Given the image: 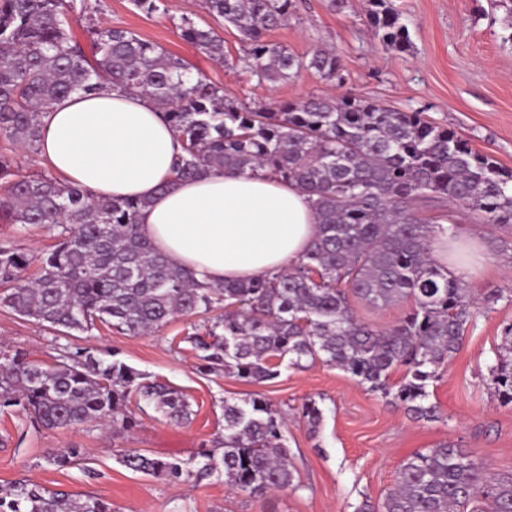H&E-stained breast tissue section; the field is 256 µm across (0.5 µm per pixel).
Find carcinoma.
Listing matches in <instances>:
<instances>
[{
    "mask_svg": "<svg viewBox=\"0 0 512 512\" xmlns=\"http://www.w3.org/2000/svg\"><path fill=\"white\" fill-rule=\"evenodd\" d=\"M293 0H205L217 21L242 35L245 69L259 83L277 84L315 70L343 80L342 55L317 49L299 57L266 39L286 21ZM87 0H0V137L40 149L44 111L74 93L89 94L104 79L145 93L164 110L182 154L174 178L208 171L265 170L314 196L320 231L304 258L280 273L211 286L170 264L140 232L142 200L97 199L49 170L23 175L0 153V223L40 225L56 244L30 279L27 254L0 244V304L64 334L103 324L130 336L153 333L174 316L218 307L205 335L188 336L201 368L218 366L247 383L277 378L280 361L302 368L322 362L349 373L422 420L438 418L428 387L440 364L460 348L481 307L466 283L434 257L442 236H457L453 209L466 207L481 224H512V169L474 150L454 130L419 109L399 110L368 97H310L278 106L244 103L185 60L134 32L94 27L96 58L88 59L74 25ZM367 20L386 48L407 51L410 35L393 0H368ZM184 38L227 61L212 27L184 20ZM438 209L426 218L421 209ZM380 308L407 300L396 323L377 327L359 318L352 301ZM403 381L389 383L393 371ZM495 396L512 402V325L488 365ZM174 423L191 410L183 394L150 382L128 364L77 351L54 366L21 353L0 355V408L18 407L47 429L112 420L131 396ZM311 428L322 421L316 402L302 404ZM284 418L262 397L224 402L222 453L200 459L121 457L133 471L170 482L224 477L252 496L297 490ZM71 448L45 457L69 466ZM512 512V475L453 443L406 458L384 501L359 512ZM0 512H114L108 501L18 481L0 493Z\"/></svg>",
    "mask_w": 512,
    "mask_h": 512,
    "instance_id": "obj_1",
    "label": "carcinoma"
}]
</instances>
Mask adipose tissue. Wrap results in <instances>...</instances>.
Wrapping results in <instances>:
<instances>
[{
    "mask_svg": "<svg viewBox=\"0 0 512 512\" xmlns=\"http://www.w3.org/2000/svg\"><path fill=\"white\" fill-rule=\"evenodd\" d=\"M41 143L53 171L95 197L144 201L143 235L201 282L290 267L318 231L309 193L274 176L212 171L174 180L177 133L150 96L108 81L49 108Z\"/></svg>",
    "mask_w": 512,
    "mask_h": 512,
    "instance_id": "1",
    "label": "adipose tissue"
}]
</instances>
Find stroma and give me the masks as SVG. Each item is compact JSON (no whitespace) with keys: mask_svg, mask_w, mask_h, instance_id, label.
Listing matches in <instances>:
<instances>
[{"mask_svg":"<svg viewBox=\"0 0 512 512\" xmlns=\"http://www.w3.org/2000/svg\"><path fill=\"white\" fill-rule=\"evenodd\" d=\"M411 37L408 51L382 46L366 23V0H350L344 12L329 0H295L286 24L269 32L272 42L297 56L318 48L340 52L343 82L315 71L281 84H258L244 71L243 43L232 26L221 28L231 65L217 63L182 37L184 18L200 26L211 18L204 0H165L164 9L146 13L130 0H97L93 19L101 27L121 28L180 55L191 72L202 73L226 94L251 103L299 101L312 96L364 95L393 107L422 109L467 139L473 149L512 169V31L505 5L492 0H393ZM453 219L463 242L477 248L467 259L465 282L472 294L512 290V224L475 223L464 208ZM0 242H11L32 259L26 276L54 239L47 229L0 223ZM512 324V302L481 311L458 352L438 369L429 387L438 419L416 421L384 398L367 392L350 374L315 363L282 366L278 378L247 384L223 370L203 371L186 335L190 321L178 316L147 336H127L104 327L60 336L0 305V350L25 352L47 365L64 352L88 349L117 356L149 379L184 393L193 415L189 423L167 422L151 407L130 400L127 409L139 423L130 430L95 423L45 429L33 425L18 408H0V490L14 482L73 493H89L111 502L115 512H356L362 502H381L400 463L442 442L473 452L497 473H512V403L491 395L487 366ZM260 394L272 408L289 411L285 436L300 490L249 497L223 480L168 482L127 469V450L160 458L189 459L216 448L224 436V405ZM323 412L318 428L295 413L304 401ZM78 446L86 460L65 468L46 464L48 452Z\"/></svg>","mask_w":512,"mask_h":512,"instance_id":"1","label":"stroma"}]
</instances>
